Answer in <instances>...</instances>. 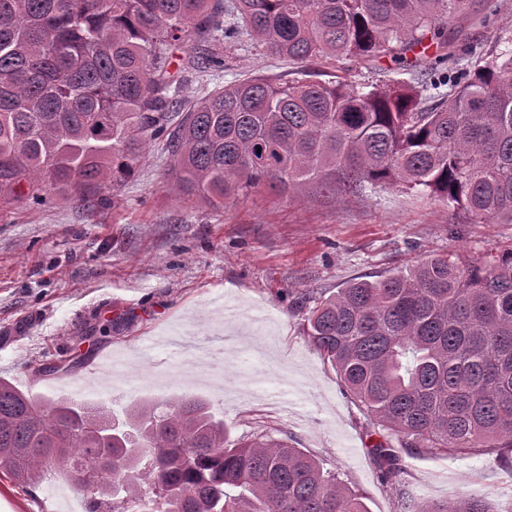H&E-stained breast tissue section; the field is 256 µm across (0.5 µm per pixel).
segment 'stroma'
Instances as JSON below:
<instances>
[{"label":"stroma","mask_w":512,"mask_h":512,"mask_svg":"<svg viewBox=\"0 0 512 512\" xmlns=\"http://www.w3.org/2000/svg\"><path fill=\"white\" fill-rule=\"evenodd\" d=\"M489 25L470 31L484 49L512 48V0H496ZM221 67L189 74L185 99L260 73L297 78L301 67L245 39L218 47ZM162 142L131 177L89 192L87 204L56 194L0 214V376L49 398L122 409L136 399L201 396L231 438H290L363 498L369 512H397L369 449L361 406L302 334L298 298L330 295L354 279L377 280L448 251L483 263L512 248V224H474L400 186L349 195L308 187L280 196L249 188L224 207L167 190ZM90 357L123 370L88 390L86 367L36 380L49 360ZM418 502L473 491L492 506L512 501V469L490 452L404 456ZM51 475L33 493L0 477V512H54Z\"/></svg>","instance_id":"stroma-1"}]
</instances>
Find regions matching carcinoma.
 Masks as SVG:
<instances>
[{"mask_svg": "<svg viewBox=\"0 0 512 512\" xmlns=\"http://www.w3.org/2000/svg\"><path fill=\"white\" fill-rule=\"evenodd\" d=\"M488 0H0V208L127 178L165 139L167 185L207 204L266 184L353 192L401 184L471 220L512 224V49L453 77L441 66ZM453 28H448L452 20ZM247 35L271 54L371 69L389 82L338 76L277 82L253 75L181 98L184 73L214 62L173 49ZM413 60L407 53L415 48ZM413 76L411 80L401 74ZM303 335L361 405L370 453L401 512H495L465 493L410 503L401 455L485 449L512 465V249L487 264L435 254L380 280L356 279L298 302ZM73 363L47 362L40 377ZM93 479L87 512H368L336 474L260 432L233 443L207 399L104 405L40 399L0 377V472L32 489L76 465Z\"/></svg>", "mask_w": 512, "mask_h": 512, "instance_id": "cac0c4a2", "label": "carcinoma"}]
</instances>
